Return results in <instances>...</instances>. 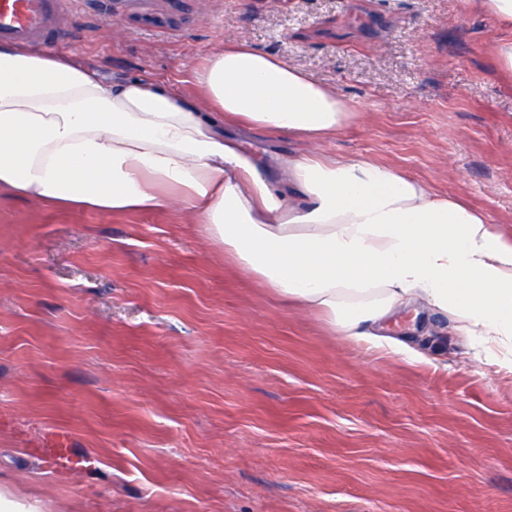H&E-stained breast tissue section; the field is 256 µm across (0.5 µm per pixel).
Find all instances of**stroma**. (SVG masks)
<instances>
[{
    "mask_svg": "<svg viewBox=\"0 0 512 512\" xmlns=\"http://www.w3.org/2000/svg\"><path fill=\"white\" fill-rule=\"evenodd\" d=\"M55 54L195 95L245 43L350 104L321 142L225 123L266 174L319 151L395 167L512 226V80L469 0H76ZM427 358L288 306L187 210L0 193V496L19 512H512V373L448 319ZM72 437L49 468L44 436Z\"/></svg>",
    "mask_w": 512,
    "mask_h": 512,
    "instance_id": "stroma-1",
    "label": "stroma"
}]
</instances>
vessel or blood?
<instances>
[{
    "label": "vessel or blood",
    "mask_w": 512,
    "mask_h": 512,
    "mask_svg": "<svg viewBox=\"0 0 512 512\" xmlns=\"http://www.w3.org/2000/svg\"><path fill=\"white\" fill-rule=\"evenodd\" d=\"M69 5L70 0H0V40L19 45H56V21L68 12ZM69 445L68 435H51L42 450L45 463L51 467L62 465Z\"/></svg>",
    "instance_id": "1"
}]
</instances>
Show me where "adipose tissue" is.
Returning <instances> with one entry per match:
<instances>
[{"label":"adipose tissue","mask_w":512,"mask_h":512,"mask_svg":"<svg viewBox=\"0 0 512 512\" xmlns=\"http://www.w3.org/2000/svg\"><path fill=\"white\" fill-rule=\"evenodd\" d=\"M509 35L512 0H474ZM191 98L149 79L101 80L73 57L0 42V191L120 212L192 210L210 241L278 295L370 350L418 358L386 326L447 316L512 372V229L401 170L315 154L269 179L225 122L316 141L352 113L337 93L244 45L207 54Z\"/></svg>","instance_id":"ef3b65f1"}]
</instances>
